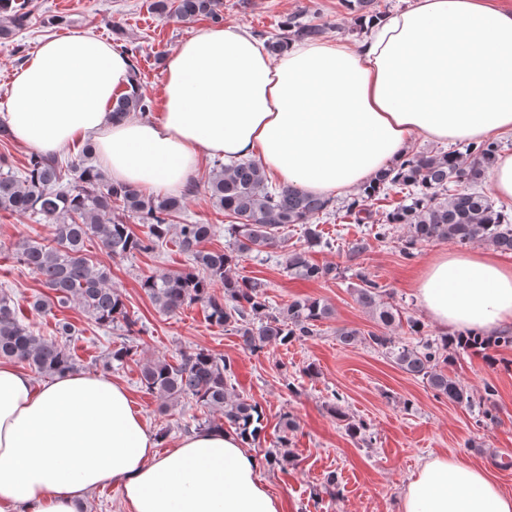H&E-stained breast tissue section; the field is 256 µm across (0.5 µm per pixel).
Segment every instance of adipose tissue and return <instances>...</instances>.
I'll return each mask as SVG.
<instances>
[{
    "mask_svg": "<svg viewBox=\"0 0 512 512\" xmlns=\"http://www.w3.org/2000/svg\"><path fill=\"white\" fill-rule=\"evenodd\" d=\"M131 58L89 30L44 40L15 75L0 124L53 154L91 141L112 181L183 186L202 157H255L312 193L368 183L415 137L446 143L512 133V10L488 0H416L374 20L363 43L290 44L276 57L245 29L211 25L166 58L163 107L113 121ZM439 327H512V267L492 250L442 254L416 280ZM123 512H284L232 430H199L169 452L127 390L100 374L42 384L0 360V512H80L105 483ZM402 512H512V494L459 458H427Z\"/></svg>",
    "mask_w": 512,
    "mask_h": 512,
    "instance_id": "adipose-tissue-1",
    "label": "adipose tissue"
}]
</instances>
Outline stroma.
Here are the masks:
<instances>
[{
	"mask_svg": "<svg viewBox=\"0 0 512 512\" xmlns=\"http://www.w3.org/2000/svg\"><path fill=\"white\" fill-rule=\"evenodd\" d=\"M31 21L16 35L0 39V103L9 82L21 67V54H33L48 36L93 29L113 45H124L135 54V77L146 95L162 99L163 67L166 56L180 42L205 26V19L179 22L153 13L148 0H24ZM224 21L247 28L265 37L281 35L282 24L296 17L306 23L323 24L330 40L357 43L368 34L355 12L339 5V0H223ZM24 53H17V44ZM213 170L212 160H203L195 182L198 191L188 196L179 223L210 224L215 234L206 242L209 250L232 245L228 220L206 194L203 185ZM350 197L338 194L330 215L319 220L332 248L312 249L310 258L320 265L337 268L335 278L306 281L294 277L286 266V253L305 243L302 226L288 228L281 248L240 258L237 272L266 283L271 308L286 307L296 298L312 297L332 310L320 325L319 335L271 344L258 352L247 349L233 328L211 324L205 308L195 303L181 312L165 315L151 303L141 287L144 277L176 272L188 265V257L175 242H167L153 252L127 258H113L92 247L95 262L112 272V286L121 295L125 310L140 330L132 341L137 347L133 360L113 366V381L123 385L134 409L153 431H165L160 451L173 448L185 434L197 430L204 421L203 410L190 403L165 408L163 401L145 392L139 367L149 359L176 361L180 351L203 348L229 358L234 375L228 385L234 394L258 403L264 413V430L248 444V451L264 458L276 452L279 436L288 435L293 457L280 465H266L260 476L269 490L285 504V512H400L402 491L419 465L428 456L448 455L488 470L504 490L512 491V469L502 470V458L512 457V347L493 351L491 358L468 351L461 353L449 375L471 391L474 399L490 398L496 419L479 424L477 409L436 396L422 379L400 370L381 352L364 343L362 336L374 330L371 312L355 300L357 273L370 274L384 289L403 318L420 321L431 336L442 330L420 307L414 284L437 255L458 251V244L432 242L418 248L414 257L401 251L407 229L396 225L382 240L373 239L369 225L351 224L344 219ZM51 227L35 216L0 212V290L19 305L43 293L38 276L18 262L16 249L27 239H47ZM367 238L369 249L358 257L349 256L347 245ZM67 319L80 331L73 345L76 368L85 373L100 372L99 361L118 347V331L99 326L75 307L44 316L28 312L26 323L36 334L55 335L56 319ZM360 332L351 344H342L338 329ZM493 396H486V389ZM342 396L346 420L330 415L327 405ZM295 427L284 431L285 418ZM367 427L370 444L352 437L347 422ZM336 472L339 492L332 495L324 487L328 472Z\"/></svg>",
	"mask_w": 512,
	"mask_h": 512,
	"instance_id": "stroma-1",
	"label": "stroma"
}]
</instances>
